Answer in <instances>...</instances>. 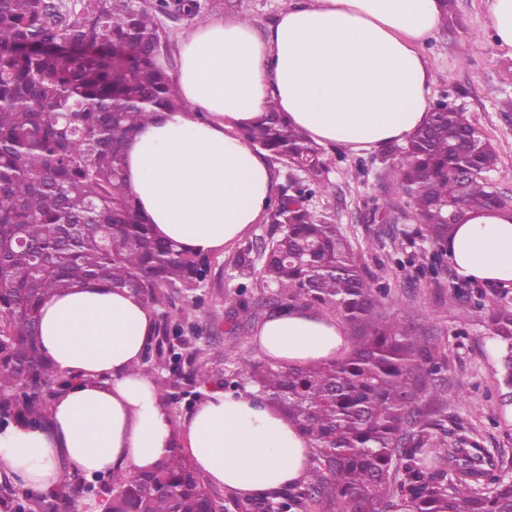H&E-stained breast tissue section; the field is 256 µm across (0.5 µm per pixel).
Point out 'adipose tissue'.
I'll return each instance as SVG.
<instances>
[{"label":"adipose tissue","instance_id":"obj_1","mask_svg":"<svg viewBox=\"0 0 512 512\" xmlns=\"http://www.w3.org/2000/svg\"><path fill=\"white\" fill-rule=\"evenodd\" d=\"M442 23L440 0H302L266 35L216 17L177 44L180 112H164L125 147V179L163 239L213 252L274 202L264 154L240 137L268 105L320 144L354 150L406 140L427 117L430 69L419 47ZM446 254L462 279L512 282V212L456 225ZM150 305L106 285H80L40 307L45 358L71 382L43 427L0 428V467L28 491L63 477H130L181 447L213 486L254 499L305 479L310 443L258 396L210 389L174 423L153 381L134 372L151 341ZM253 343L280 365L337 358L336 320L304 307L274 313Z\"/></svg>","mask_w":512,"mask_h":512}]
</instances>
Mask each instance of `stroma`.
<instances>
[{
    "label": "stroma",
    "instance_id": "1",
    "mask_svg": "<svg viewBox=\"0 0 512 512\" xmlns=\"http://www.w3.org/2000/svg\"><path fill=\"white\" fill-rule=\"evenodd\" d=\"M204 18L238 15L258 33L273 25L293 0H199ZM432 73L427 99L446 100L463 110L490 140L498 154L491 178L496 189L512 197V58L504 56L490 28V0H455L444 25L419 47ZM401 145L371 150L326 146L331 191L314 195L309 207L339 225L362 263L375 276L381 311L410 324L415 333L436 336L441 348L438 383L452 401L449 429L464 428L487 462L512 460V397L496 375L498 353L483 322L481 308L512 304L508 287L480 285L467 309L449 306L448 293L459 282L447 256H436L423 227L413 217L398 180ZM383 204L386 222H369L373 203ZM269 218L250 225L242 236L216 254L199 305L176 301L175 319L202 330L196 341L213 358L234 335L231 312L244 278L236 265L240 253L257 254L275 231Z\"/></svg>",
    "mask_w": 512,
    "mask_h": 512
}]
</instances>
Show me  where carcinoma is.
I'll return each instance as SVG.
<instances>
[{
  "mask_svg": "<svg viewBox=\"0 0 512 512\" xmlns=\"http://www.w3.org/2000/svg\"><path fill=\"white\" fill-rule=\"evenodd\" d=\"M198 0H0V421L47 420L72 378L41 351L39 309L50 296L101 282L126 289L156 314L147 372L163 404L215 384L202 349L164 310L172 295L194 302L212 256L158 237L124 177V146L164 111L184 108L158 15H199ZM269 159L312 178L282 194L277 224L252 260L238 266L261 297L241 300L240 328L292 306L330 307L351 327L342 359L310 365L240 360L224 384L256 389L313 445L308 479L253 505L256 512H512V468L485 467L470 438L448 440L447 412L422 403L437 390L438 345L378 311L374 277L336 224L317 218L309 197L329 190L321 145L269 106L241 130ZM400 185L430 242L482 210H512L491 186L498 157L460 109L429 112L403 147ZM499 352V383L512 390V305L485 309ZM84 478L68 475L32 496L3 477L6 512H72ZM102 512H232L175 450L154 469L112 484Z\"/></svg>",
  "mask_w": 512,
  "mask_h": 512,
  "instance_id": "carcinoma-1",
  "label": "carcinoma"
}]
</instances>
